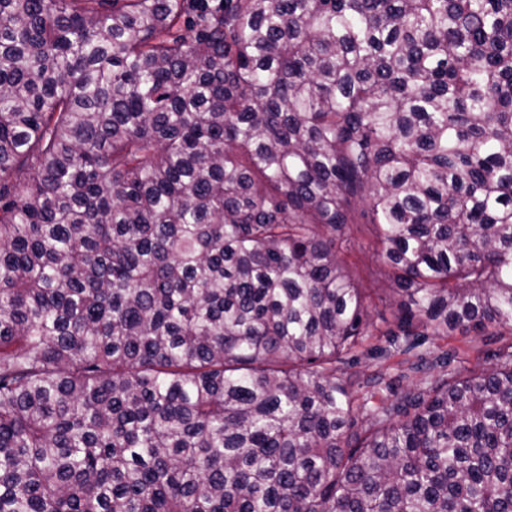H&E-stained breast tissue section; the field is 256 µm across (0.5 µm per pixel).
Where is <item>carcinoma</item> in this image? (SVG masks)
<instances>
[{
	"instance_id": "obj_1",
	"label": "carcinoma",
	"mask_w": 512,
	"mask_h": 512,
	"mask_svg": "<svg viewBox=\"0 0 512 512\" xmlns=\"http://www.w3.org/2000/svg\"><path fill=\"white\" fill-rule=\"evenodd\" d=\"M0 0V512H512V0ZM348 225L347 233L336 232V254L358 288L372 299L370 308L375 323L385 330L394 326V310L389 290L393 271L376 252L377 230L373 224ZM396 329V328H395ZM437 343L439 348L427 342L418 350L422 353L428 352L426 358L429 361H433L443 351L448 350L455 355L452 367L478 369L493 363L496 353L512 345V334L504 332L503 336H490L458 328L449 331L448 337ZM390 340L391 336L369 338L357 352V359L343 369V376L351 375L363 380L381 373L386 379L393 381L394 393L401 396L408 388L442 370L439 367L420 371L409 369L417 362L413 354L387 358L385 350L390 348Z\"/></svg>"
}]
</instances>
